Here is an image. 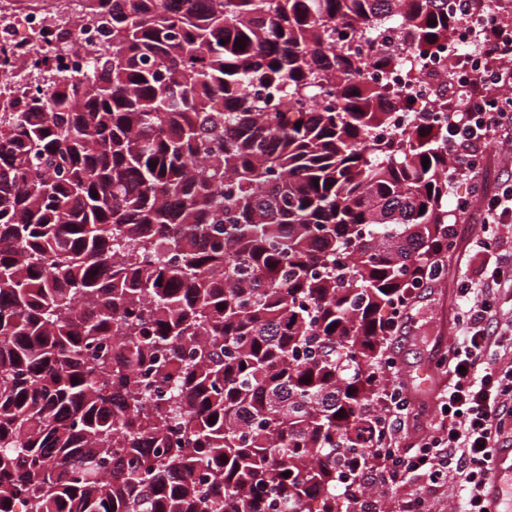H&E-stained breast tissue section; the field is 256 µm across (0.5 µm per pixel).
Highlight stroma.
Instances as JSON below:
<instances>
[{
	"label": "stroma",
	"mask_w": 512,
	"mask_h": 512,
	"mask_svg": "<svg viewBox=\"0 0 512 512\" xmlns=\"http://www.w3.org/2000/svg\"><path fill=\"white\" fill-rule=\"evenodd\" d=\"M468 231L462 232L449 252L446 264L448 277L432 285L411 307V319L402 338H388L387 346L397 354L402 370L404 389L424 405L423 423L438 422L441 418L436 394L446 379L445 369L439 361L448 343L454 340L457 327L453 314L458 299V280L483 282L486 276L487 254L473 251L468 245L470 235L480 233L479 209H472ZM431 370L433 387L420 391L415 373L418 368Z\"/></svg>",
	"instance_id": "stroma-1"
}]
</instances>
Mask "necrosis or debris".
Wrapping results in <instances>:
<instances>
[{
  "instance_id": "obj_1",
  "label": "necrosis or debris",
  "mask_w": 512,
  "mask_h": 512,
  "mask_svg": "<svg viewBox=\"0 0 512 512\" xmlns=\"http://www.w3.org/2000/svg\"><path fill=\"white\" fill-rule=\"evenodd\" d=\"M83 13L84 0H41L24 12L18 10L15 0H0V88L35 93L36 85L15 82L14 75L20 71H39L47 67L60 77L86 70L91 50L103 47L106 38L93 25L70 30L71 20ZM474 38V26L464 25L453 41L444 44L427 60V72L440 77L447 75L452 64L477 68L483 57L470 46ZM363 78L390 86L404 101L403 106L394 111L390 125L377 130V137L383 139L406 130L415 110L421 109L433 93L432 85L409 61L386 72L365 70Z\"/></svg>"
}]
</instances>
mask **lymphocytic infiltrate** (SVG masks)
<instances>
[{
    "label": "lymphocytic infiltrate",
    "mask_w": 512,
    "mask_h": 512,
    "mask_svg": "<svg viewBox=\"0 0 512 512\" xmlns=\"http://www.w3.org/2000/svg\"><path fill=\"white\" fill-rule=\"evenodd\" d=\"M479 30L484 59L479 69L455 74L448 85V149L459 177L483 178L485 150L512 124V24L489 7ZM482 233L471 240L489 249L501 230L512 227V183L500 193L483 196ZM473 287L459 292L455 315L457 340L448 355V380L438 398L444 413L415 443L401 445L398 433L411 416L395 354H387L380 371L387 379L383 397L384 447L373 453L367 469L368 503L392 497L394 512H433L437 490L452 485L457 512H481L482 487L492 448L502 435L507 399L512 398V369L484 365L483 356L512 352V325L500 326L499 306L492 297L473 299Z\"/></svg>",
    "instance_id": "obj_1"
}]
</instances>
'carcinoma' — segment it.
Masks as SVG:
<instances>
[{
    "instance_id": "obj_1",
    "label": "carcinoma",
    "mask_w": 512,
    "mask_h": 512,
    "mask_svg": "<svg viewBox=\"0 0 512 512\" xmlns=\"http://www.w3.org/2000/svg\"><path fill=\"white\" fill-rule=\"evenodd\" d=\"M455 4L88 0V71L0 107V512H356L452 244L448 126L372 136L361 74Z\"/></svg>"
}]
</instances>
